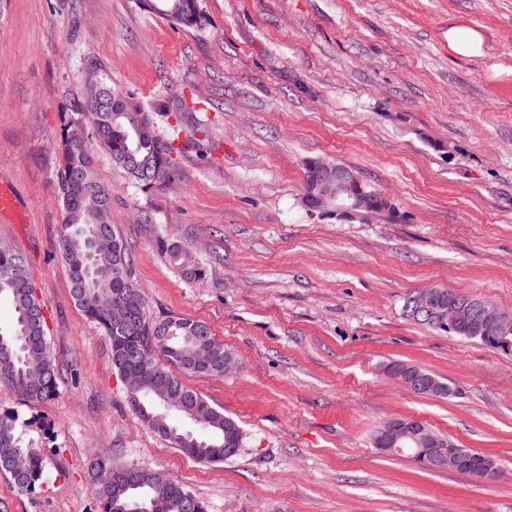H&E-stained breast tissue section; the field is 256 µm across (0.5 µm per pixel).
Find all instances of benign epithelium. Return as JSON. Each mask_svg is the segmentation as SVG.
I'll return each instance as SVG.
<instances>
[{
    "label": "benign epithelium",
    "instance_id": "7a95c632",
    "mask_svg": "<svg viewBox=\"0 0 512 512\" xmlns=\"http://www.w3.org/2000/svg\"><path fill=\"white\" fill-rule=\"evenodd\" d=\"M424 310L435 315L439 313L440 298L433 288L421 290L415 294ZM512 323V315L503 312L489 303L480 306L471 305L466 298L458 295L448 300V326L461 324L480 326L486 330L504 327ZM379 449L389 452L408 448L415 444L430 451L432 469H448L468 477L491 480L496 472L492 465L475 462L464 457L456 450V445L446 436L431 432L419 420L404 417L390 421L379 429L377 437Z\"/></svg>",
    "mask_w": 512,
    "mask_h": 512
}]
</instances>
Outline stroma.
<instances>
[{"label": "stroma", "mask_w": 512, "mask_h": 512, "mask_svg": "<svg viewBox=\"0 0 512 512\" xmlns=\"http://www.w3.org/2000/svg\"><path fill=\"white\" fill-rule=\"evenodd\" d=\"M187 30L136 0H0V182L22 222L0 243L28 262L57 361L56 399L0 387L25 437L56 448L33 493L0 475V512H89L109 453L162 471L207 512H512V354L403 312L427 288L512 313V0H200ZM478 53L464 47L469 32ZM107 77L150 113L210 99L211 156L143 192L103 151L112 222L151 316L205 322L235 355L184 383L241 426L234 459L205 464L133 413L104 336L75 305L59 248L63 118ZM357 169L398 221L339 222L303 203L307 160ZM208 269L181 277L158 246ZM452 388L418 395L384 367ZM413 417L490 458L481 482L381 452L374 431ZM390 365L393 367L395 373L398 376H400L401 379L405 380L404 375L409 372L410 373H418L428 383V385L433 386V388H434L431 391H429L427 389L417 390V389H413V388L409 387L406 384L409 388L407 386L406 387L416 394L426 395V396H434V397H447L448 394H450L452 392V388L450 385H448V383L442 381L441 379H439L432 373H430L420 367L409 366L404 363H390ZM387 373L390 374L391 376H394L395 378L400 379L389 369H387ZM401 382H402V380H401Z\"/></svg>", "instance_id": "35a3bbf8"}]
</instances>
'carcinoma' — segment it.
Listing matches in <instances>:
<instances>
[{
    "instance_id": "carcinoma-1",
    "label": "carcinoma",
    "mask_w": 512,
    "mask_h": 512,
    "mask_svg": "<svg viewBox=\"0 0 512 512\" xmlns=\"http://www.w3.org/2000/svg\"><path fill=\"white\" fill-rule=\"evenodd\" d=\"M149 12L185 28L204 25L199 0H138ZM96 98L74 106L64 131L74 128L81 135L62 136L57 171L59 197L63 203L60 248L69 274L72 296L84 315L97 324L107 338L112 360L125 385L138 418L175 448L200 463L232 459L243 448L242 429L233 419L212 407L186 386L182 374H224V356L233 353L218 342L204 323L168 315L153 318L137 286L132 256L111 220L112 186L98 175L94 148L108 153L112 162L147 192L175 181L177 158L190 147H200L194 133L203 132L207 112L195 98L181 100L175 111L159 116L168 120V135L159 133L154 117L130 94L118 91L105 79L96 82ZM174 122H169V118ZM348 174L354 169L323 159L305 164L303 204L308 210L351 221L332 208L330 184L321 178L324 166ZM356 191L364 210L395 220L399 209L380 190L358 179ZM163 252L190 281L206 278V268L195 255L175 243H161ZM11 300L15 318L0 327V386L22 399L43 403L53 399L60 385V371L50 349L47 320L36 298L24 258L7 245L0 246V296ZM404 312L413 321L467 339L474 333L448 327V318L418 312L407 296ZM402 377L417 373L432 390H414L419 395L446 397L448 383L416 366L394 363ZM58 449L25 439L18 414L0 409V473L20 490L33 492L44 483L45 462ZM129 465L110 456L95 460L92 470L94 512H122L124 505H157L160 512H206L192 492L171 481L159 470L138 467L133 479L121 476Z\"/></svg>"
}]
</instances>
